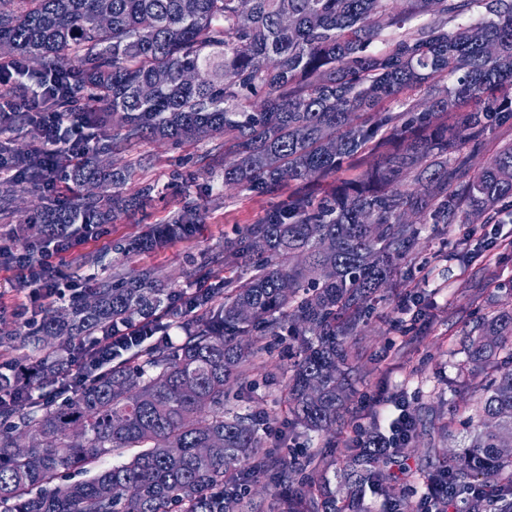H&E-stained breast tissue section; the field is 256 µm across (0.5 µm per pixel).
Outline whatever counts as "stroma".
Here are the masks:
<instances>
[{
    "instance_id": "1",
    "label": "stroma",
    "mask_w": 512,
    "mask_h": 512,
    "mask_svg": "<svg viewBox=\"0 0 512 512\" xmlns=\"http://www.w3.org/2000/svg\"><path fill=\"white\" fill-rule=\"evenodd\" d=\"M112 159L135 166L127 191L146 183L155 191L143 207L101 225L96 238L74 243L58 258L62 289L90 287L117 268L130 275L144 268L161 270L162 288L176 295L200 287L209 272H227L242 280L250 276L249 263L230 271L218 263L224 239L260 222L287 200V192L256 197L227 190L222 199L212 200L211 188L224 167L220 138L187 144L143 139L121 147ZM188 202L201 212L193 237L172 240L159 251H119L120 243L169 222L173 211ZM511 281L512 223L423 225L411 265L404 267L396 287L385 289L360 335L347 341L359 368L351 373L352 391L332 430L307 433L288 428L285 396L296 349L287 335L280 336L270 355L251 369L237 407L261 416L259 437L264 447L288 456L325 449L322 467L341 505L352 493L342 476L343 462L360 432L388 430L385 417L369 406V397L401 399L404 410L420 419L407 446L410 475L403 481L409 491L406 512H416L428 491L423 469L438 453L468 443L462 423L479 399L483 381L469 372L464 344L479 319L512 304L507 287ZM45 309L32 287L0 266V362L24 354L33 361L40 358V350L27 346L25 339ZM446 427L452 429V438H443Z\"/></svg>"
}]
</instances>
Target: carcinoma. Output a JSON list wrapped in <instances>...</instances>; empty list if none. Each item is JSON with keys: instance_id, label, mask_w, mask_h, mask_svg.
<instances>
[{"instance_id": "carcinoma-1", "label": "carcinoma", "mask_w": 512, "mask_h": 512, "mask_svg": "<svg viewBox=\"0 0 512 512\" xmlns=\"http://www.w3.org/2000/svg\"><path fill=\"white\" fill-rule=\"evenodd\" d=\"M422 15L433 20L413 24ZM0 58L37 62L26 70L37 81L74 67V92L101 104L90 113L91 156L59 163L76 191L15 225L20 239L44 224L74 236L151 197V184L124 191L133 165L103 164L114 129L128 144L222 137L224 185L258 195L295 186L282 209L224 239V269L253 257L251 275L193 293L200 313L181 324L180 346L134 352L63 405L22 413L0 404V417L21 423L0 428V512H249L237 484L267 473L286 489L276 512H336L326 482L308 497L289 465L260 452L259 423L230 408L229 384L265 354L264 337L286 328L299 353L288 379L293 423L331 429L350 393L346 341L418 241L405 215L425 224L512 219V181L501 178L512 170V144L473 164L496 127L512 121V0H251L245 12L238 0H0ZM186 70L194 82L182 80ZM391 100L406 109L386 107ZM4 124L37 136L29 112ZM368 154L380 162L357 172ZM0 165L41 186L33 147L0 141ZM340 171L350 176L317 192ZM94 183L112 184V193H83ZM199 222L187 203L131 248L162 249ZM158 281L152 269L118 274L64 318L46 312L31 339L49 348L37 376L56 377L64 362V344L47 336L163 330ZM510 341L512 306L481 321L464 353L482 370ZM464 427L470 445L425 477L466 494L463 512H512V453L501 451L512 441V367L485 384ZM365 440L368 453L347 458L344 476L389 496V449L378 432ZM129 450L128 460L99 467ZM72 469L93 476L56 483Z\"/></svg>"}]
</instances>
